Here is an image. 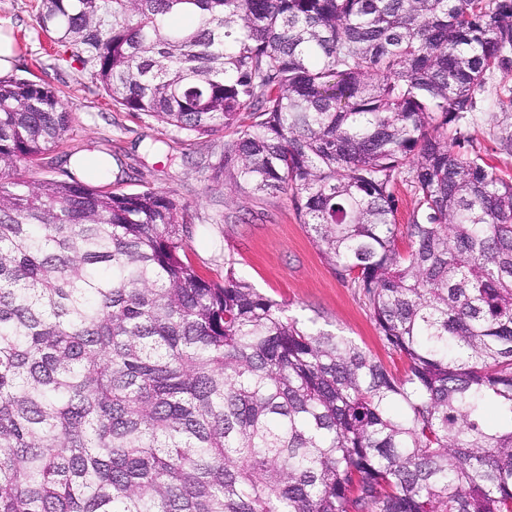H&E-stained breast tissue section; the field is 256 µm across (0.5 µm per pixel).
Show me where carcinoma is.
Listing matches in <instances>:
<instances>
[{
	"instance_id": "carcinoma-1",
	"label": "carcinoma",
	"mask_w": 512,
	"mask_h": 512,
	"mask_svg": "<svg viewBox=\"0 0 512 512\" xmlns=\"http://www.w3.org/2000/svg\"><path fill=\"white\" fill-rule=\"evenodd\" d=\"M37 24L115 106L232 130L224 188L290 195L406 368L230 260L203 278L168 193L16 179L71 113L0 79V512H512V180L456 151L512 69V0H43ZM396 196L398 198V211L396 214V221L401 230L405 229V225L409 224L414 210H416V198L410 190L407 182L398 180L396 186Z\"/></svg>"
}]
</instances>
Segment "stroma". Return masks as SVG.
<instances>
[{"instance_id": "35a3bbf8", "label": "stroma", "mask_w": 512, "mask_h": 512, "mask_svg": "<svg viewBox=\"0 0 512 512\" xmlns=\"http://www.w3.org/2000/svg\"><path fill=\"white\" fill-rule=\"evenodd\" d=\"M42 0H0V27L11 30L16 59L12 74L56 89L72 113L59 146L21 167L24 181L66 179L69 155L103 156L112 163V187L152 188L183 206L186 261L203 277L223 283L226 262L239 278L281 303L301 320L348 336L394 373L404 360L384 344L369 308L355 288L339 279L321 257L286 194L236 196L214 178L228 131L196 136L154 119L123 111L80 62L57 63L49 39L35 22ZM475 118L464 153H479L497 174L512 178V156L499 148L512 131V72H494L477 93Z\"/></svg>"}]
</instances>
